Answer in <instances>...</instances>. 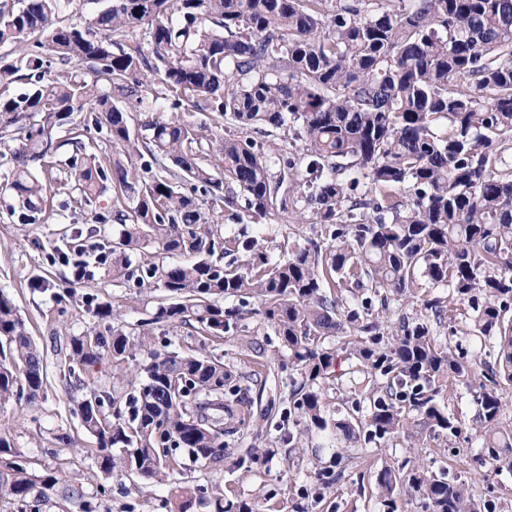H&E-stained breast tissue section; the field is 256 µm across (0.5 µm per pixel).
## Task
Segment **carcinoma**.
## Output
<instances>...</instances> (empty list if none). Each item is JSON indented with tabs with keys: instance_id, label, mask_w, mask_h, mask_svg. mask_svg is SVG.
<instances>
[{
	"instance_id": "1",
	"label": "carcinoma",
	"mask_w": 512,
	"mask_h": 512,
	"mask_svg": "<svg viewBox=\"0 0 512 512\" xmlns=\"http://www.w3.org/2000/svg\"><path fill=\"white\" fill-rule=\"evenodd\" d=\"M132 112L154 114L141 134ZM226 120L241 135L224 136ZM91 131L123 157L100 154ZM278 132L301 141L300 155L254 138ZM2 167L21 223L72 224L96 203V223L124 226L112 280L168 296L139 343L95 323L65 356L85 391L81 427L96 439L86 452L105 474L168 484L165 512H282L276 487L234 500L180 481L192 465L223 469L228 423L246 421L251 387L223 359L161 351L152 335L166 324L232 336L246 307L288 350L278 369L299 375L279 422L271 398L248 425L290 423V441L336 430L346 444L338 470L315 473L301 498L422 428L448 440L467 429L482 441L480 466L512 473V429L499 422L512 391V0H0ZM285 185L292 218L320 234L272 260L239 209L267 215ZM62 188L73 207L54 205ZM65 246L51 263L87 253L80 231ZM146 246L160 259L132 266ZM89 267L70 284L110 320ZM422 276L448 299H420L383 335L373 310L413 297ZM459 304L479 342L452 350L432 323ZM330 336L345 338L343 353L324 345ZM341 356L356 376L343 393L361 414L353 422L325 414ZM105 359L119 367L112 387L81 378ZM47 382L43 353L0 291V411L35 402ZM473 382L478 414L466 427L444 397ZM373 484L382 512L412 494L426 512H499L444 470L383 467ZM2 491L16 512L78 493L57 471L30 473L0 436Z\"/></svg>"
}]
</instances>
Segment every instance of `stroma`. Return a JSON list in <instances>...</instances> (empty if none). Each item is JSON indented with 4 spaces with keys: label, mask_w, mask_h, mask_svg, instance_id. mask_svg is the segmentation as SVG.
<instances>
[{
    "label": "stroma",
    "mask_w": 512,
    "mask_h": 512,
    "mask_svg": "<svg viewBox=\"0 0 512 512\" xmlns=\"http://www.w3.org/2000/svg\"><path fill=\"white\" fill-rule=\"evenodd\" d=\"M14 204L9 195L0 194V290L16 305L23 317L29 335L46 357L48 385L36 402H20L14 409L0 413V431L5 432L12 447L16 448L29 465L31 473L41 475L59 470L69 477L84 496H99L102 487L111 490L112 512H122L125 504H135V512H162L159 503L168 493V487L147 483L128 475H105L88 456L96 440L80 426L78 402L80 392L74 389L63 365L65 348L70 337L81 334L92 323V316L82 308L65 301L62 290L70 269L61 264H50L47 254L51 246L60 244L63 235L87 226V213H78L71 224H22L12 216ZM288 210L274 209L261 220L244 217L249 232L262 240L270 258L288 249L306 245L315 238L316 230L310 224H296ZM110 261H103L95 270L100 283V301L111 303L116 325L130 338H137L142 319L154 312L166 297L163 289L154 288L142 293L125 288L112 281L107 271ZM47 278L46 287H35L38 278ZM241 335L204 341L191 335L188 328L159 325L155 333L167 337L172 350L205 352L223 357L234 365L242 376H249L252 348H261L270 361L286 356L279 337L270 326L261 324L258 316L247 315L241 321ZM68 434L70 444L57 442L60 434ZM280 433L268 429L260 437H253L247 429L228 439L229 449L223 470L197 467L184 480L188 485H221L228 495L240 498L255 492L263 485H276L289 504H297L296 482L308 479L319 468L328 466L333 451L332 436L311 433L298 444H285ZM271 448L275 454L251 474L236 471L238 456L252 448ZM482 453L477 439H459L450 443L440 436L424 437L420 445L402 444L373 450L370 462L374 467L420 465L432 471H447L449 477L462 478L474 484L478 496L495 497L501 512H512V474L495 473L490 468H477L475 460ZM358 470L350 469L337 482L331 499L337 512H379L380 506L373 490H359Z\"/></svg>",
    "instance_id": "obj_1"
}]
</instances>
